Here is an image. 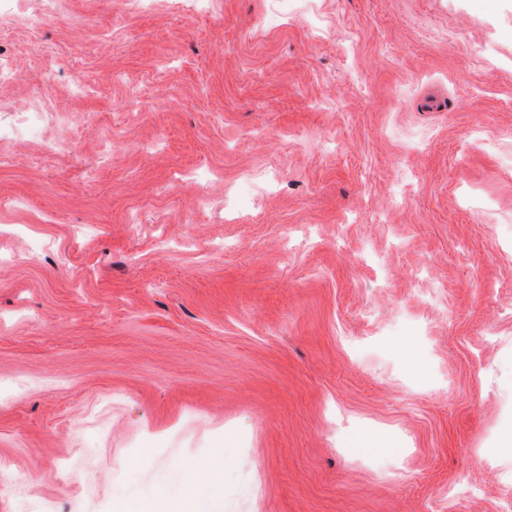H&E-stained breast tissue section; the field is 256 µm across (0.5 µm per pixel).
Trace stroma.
Wrapping results in <instances>:
<instances>
[{"label": "stroma", "instance_id": "1", "mask_svg": "<svg viewBox=\"0 0 512 512\" xmlns=\"http://www.w3.org/2000/svg\"><path fill=\"white\" fill-rule=\"evenodd\" d=\"M28 43L0 512H500L512 0H59ZM219 486L214 483L211 485L208 494L204 499L198 493L190 495L182 499L175 506H169L163 501H155L147 504L142 512H200L202 503H204L206 512L222 511V496L218 493ZM175 508L179 510L169 511L165 509Z\"/></svg>", "mask_w": 512, "mask_h": 512}]
</instances>
